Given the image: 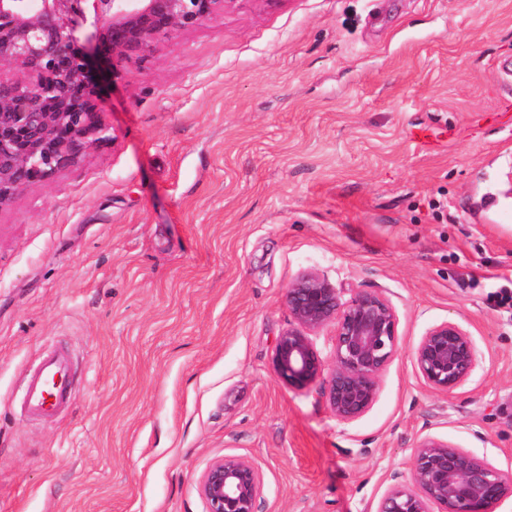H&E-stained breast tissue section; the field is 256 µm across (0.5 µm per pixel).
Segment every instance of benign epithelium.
<instances>
[{
  "label": "benign epithelium",
  "mask_w": 512,
  "mask_h": 512,
  "mask_svg": "<svg viewBox=\"0 0 512 512\" xmlns=\"http://www.w3.org/2000/svg\"><path fill=\"white\" fill-rule=\"evenodd\" d=\"M239 0H0V205L109 140L99 66L118 79L159 45L231 10ZM292 321L278 336L271 369L286 386H319L336 420L349 424L375 403L398 352L397 313L377 291L338 288L307 271L289 282ZM330 333L332 365L314 337ZM430 388L452 392L477 369L474 341L451 320L413 349ZM408 482L388 487L373 512H501L512 472L435 436L411 448ZM209 512H259L263 480L247 459L226 456L205 470Z\"/></svg>",
  "instance_id": "benign-epithelium-1"
}]
</instances>
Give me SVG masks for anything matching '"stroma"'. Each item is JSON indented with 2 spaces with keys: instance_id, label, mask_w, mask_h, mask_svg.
Instances as JSON below:
<instances>
[{
  "instance_id": "stroma-1",
  "label": "stroma",
  "mask_w": 512,
  "mask_h": 512,
  "mask_svg": "<svg viewBox=\"0 0 512 512\" xmlns=\"http://www.w3.org/2000/svg\"><path fill=\"white\" fill-rule=\"evenodd\" d=\"M512 0H238L108 89L112 142L0 206V512H208L224 456L260 512H369L426 435L512 470ZM382 293L400 349L343 424L270 355L289 281ZM475 375L418 376L432 325ZM75 397L29 416L38 358ZM413 362L427 386L446 393L467 383L478 365L472 336L451 320L427 329L413 349ZM74 395L70 358L53 351L44 355L29 371L23 404L32 415L53 418L70 404ZM200 491L209 512H259L263 480L249 460L224 456L205 470Z\"/></svg>"
}]
</instances>
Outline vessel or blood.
Segmentation results:
<instances>
[{
	"label": "vessel or blood",
	"mask_w": 512,
	"mask_h": 512,
	"mask_svg": "<svg viewBox=\"0 0 512 512\" xmlns=\"http://www.w3.org/2000/svg\"><path fill=\"white\" fill-rule=\"evenodd\" d=\"M74 395L71 361L66 354L53 351L29 371L23 404L32 415L53 418L70 404Z\"/></svg>",
	"instance_id": "b4317fda"
}]
</instances>
